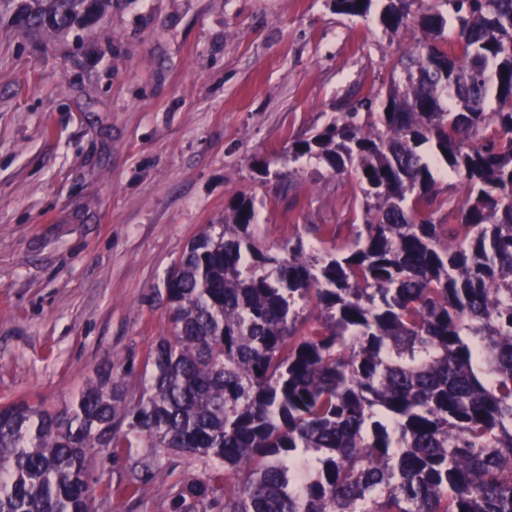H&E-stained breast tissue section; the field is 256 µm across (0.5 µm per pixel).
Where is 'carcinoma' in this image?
<instances>
[{
    "mask_svg": "<svg viewBox=\"0 0 512 512\" xmlns=\"http://www.w3.org/2000/svg\"><path fill=\"white\" fill-rule=\"evenodd\" d=\"M332 4L419 33L402 79L288 147L363 184L361 223L268 247L232 201L164 282L137 399L108 371L60 407L0 405V512H96L115 448L209 462L169 512H512V0ZM111 5L0 19L60 33Z\"/></svg>",
    "mask_w": 512,
    "mask_h": 512,
    "instance_id": "cac0c4a2",
    "label": "carcinoma"
}]
</instances>
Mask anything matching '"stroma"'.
<instances>
[{
    "instance_id": "stroma-1",
    "label": "stroma",
    "mask_w": 512,
    "mask_h": 512,
    "mask_svg": "<svg viewBox=\"0 0 512 512\" xmlns=\"http://www.w3.org/2000/svg\"><path fill=\"white\" fill-rule=\"evenodd\" d=\"M412 31L330 0H112L55 37L0 21V403H62L103 369L138 398L167 331L164 281L189 241L251 197L269 246L345 224L355 177L287 148L372 84ZM204 460L161 448L95 460L133 495L98 512H168Z\"/></svg>"
}]
</instances>
